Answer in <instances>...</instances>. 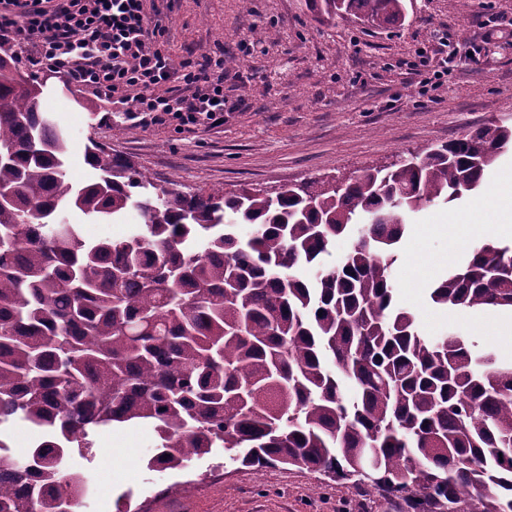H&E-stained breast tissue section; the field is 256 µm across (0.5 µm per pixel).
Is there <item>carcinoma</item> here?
<instances>
[{
  "label": "carcinoma",
  "mask_w": 512,
  "mask_h": 512,
  "mask_svg": "<svg viewBox=\"0 0 512 512\" xmlns=\"http://www.w3.org/2000/svg\"><path fill=\"white\" fill-rule=\"evenodd\" d=\"M306 6L377 28L406 11L405 0ZM40 86L0 54V426L51 435L23 470L0 438V512H78L90 482L68 458L125 423L157 433L150 468L182 471L222 448L245 467L356 486L373 470L408 512H512V359L420 335L392 286L410 214L476 190L512 127L273 195L159 187L92 141L94 177L75 186ZM131 209L142 224L121 240H89L65 215ZM354 232L342 263L322 269ZM429 298L512 311V245H477Z\"/></svg>",
  "instance_id": "obj_1"
}]
</instances>
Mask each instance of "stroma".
<instances>
[{"label": "stroma", "mask_w": 512, "mask_h": 512, "mask_svg": "<svg viewBox=\"0 0 512 512\" xmlns=\"http://www.w3.org/2000/svg\"><path fill=\"white\" fill-rule=\"evenodd\" d=\"M155 5L175 62L203 52L235 58L224 93L240 106L217 128L179 132L156 124L119 135L116 126L128 125L122 105L102 101L88 113L49 75L42 108L69 138L74 184L92 176L84 158L91 139L160 184L272 193L310 179L353 177L487 124L512 126V36L493 40L480 62L460 65L425 95L407 70L415 50L434 47L441 35L463 43L479 35L485 15L511 20L512 0H406L404 22L388 28L349 19L321 24L305 0ZM491 220L467 198L423 208L410 219L392 279L397 303L413 310L421 335L453 333L502 357L512 352V331L498 312L441 308L426 297L472 245L486 241ZM94 440L92 459L71 458L93 477L81 512H116L122 496L131 512H405L401 500L371 486L338 485L292 467L245 468L220 448L181 472L148 469L156 444L148 425H117Z\"/></svg>", "instance_id": "35a3bbf8"}]
</instances>
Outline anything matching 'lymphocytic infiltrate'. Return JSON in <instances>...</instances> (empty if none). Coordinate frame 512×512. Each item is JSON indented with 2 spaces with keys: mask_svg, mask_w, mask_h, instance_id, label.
I'll return each instance as SVG.
<instances>
[{
  "mask_svg": "<svg viewBox=\"0 0 512 512\" xmlns=\"http://www.w3.org/2000/svg\"><path fill=\"white\" fill-rule=\"evenodd\" d=\"M165 34L146 0H0V44L39 70L123 104L143 126H222L223 58L174 63Z\"/></svg>",
  "mask_w": 512,
  "mask_h": 512,
  "instance_id": "f902f5d3",
  "label": "lymphocytic infiltrate"
}]
</instances>
